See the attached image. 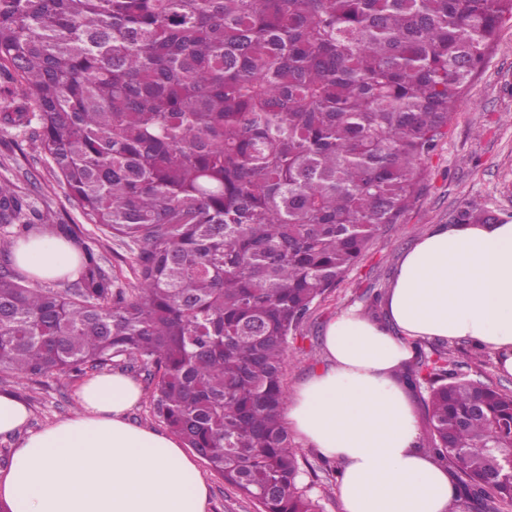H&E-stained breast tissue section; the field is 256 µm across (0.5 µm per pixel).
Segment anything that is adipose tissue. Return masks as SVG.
<instances>
[{
  "instance_id": "obj_1",
  "label": "adipose tissue",
  "mask_w": 512,
  "mask_h": 512,
  "mask_svg": "<svg viewBox=\"0 0 512 512\" xmlns=\"http://www.w3.org/2000/svg\"><path fill=\"white\" fill-rule=\"evenodd\" d=\"M14 258L35 285L78 266L75 247L48 235L19 242ZM433 337L472 339L512 374V222L431 228L402 254L382 319L351 308L329 323L326 363L287 416L307 445L341 464L342 512H448L451 478L419 448L399 378L413 340ZM78 397L75 416L28 433L27 404L0 393V435L23 436L0 470L8 512H208L209 488L182 442L128 421L143 397L133 378L98 374Z\"/></svg>"
}]
</instances>
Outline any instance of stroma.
Listing matches in <instances>:
<instances>
[{"instance_id": "obj_1", "label": "stroma", "mask_w": 512, "mask_h": 512, "mask_svg": "<svg viewBox=\"0 0 512 512\" xmlns=\"http://www.w3.org/2000/svg\"><path fill=\"white\" fill-rule=\"evenodd\" d=\"M15 139L14 129L0 127V180L7 178L31 189L65 223L80 225L86 243L94 247L101 266L112 273L117 286L135 287L137 274L129 244L85 223L38 141L28 139L18 147ZM425 166V188L402 224L379 234L362 261L313 307L301 337L289 339L286 395H294L310 374L324 365L323 336L328 323L347 308L367 307L370 294L386 293L401 254L431 226L449 223L460 206L472 200L498 219L512 221L511 22L501 29L484 66L464 91L447 135ZM448 346L463 373L512 393V374L500 371L495 353L478 348L467 338L449 340ZM82 382V377L74 375L18 378L0 374V391L12 392L29 405L27 428L36 431L79 410ZM292 444L300 448L305 460L302 481L323 512H341L340 464L322 458L300 437H293ZM197 466L210 488L211 512H256L205 460H198Z\"/></svg>"}]
</instances>
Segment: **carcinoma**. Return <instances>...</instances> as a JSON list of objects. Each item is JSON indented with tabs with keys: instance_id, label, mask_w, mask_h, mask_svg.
I'll list each match as a JSON object with an SVG mask.
<instances>
[{
	"instance_id": "obj_1",
	"label": "carcinoma",
	"mask_w": 512,
	"mask_h": 512,
	"mask_svg": "<svg viewBox=\"0 0 512 512\" xmlns=\"http://www.w3.org/2000/svg\"><path fill=\"white\" fill-rule=\"evenodd\" d=\"M510 20L512 0H0V124L135 244L138 274L117 287L78 225L0 181V226H53L81 273L59 291L0 265V374L142 373L154 415L258 512H322L281 420L288 337L418 201ZM402 377L426 391L420 447L484 512L512 505V479L487 480L512 395L445 342Z\"/></svg>"
}]
</instances>
